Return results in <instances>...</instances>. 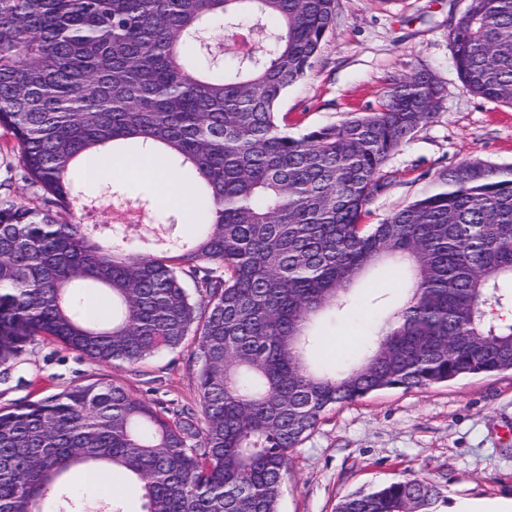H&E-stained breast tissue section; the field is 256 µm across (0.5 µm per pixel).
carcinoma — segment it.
Segmentation results:
<instances>
[{
    "label": "carcinoma",
    "mask_w": 512,
    "mask_h": 512,
    "mask_svg": "<svg viewBox=\"0 0 512 512\" xmlns=\"http://www.w3.org/2000/svg\"><path fill=\"white\" fill-rule=\"evenodd\" d=\"M258 26L226 59L213 22ZM336 0H0V129L20 148L29 206L0 196V364L36 336L137 365L197 339L206 418L174 421L115 383L76 384L0 409V512H88L60 493L73 467L140 484L143 512H279L291 453L336 406L512 370V165L465 161L378 224L362 217L388 159L436 114L427 72L385 101L293 136L277 106L312 69ZM463 87L512 108V0H465L448 30ZM175 160L205 203L168 255L72 220L86 152ZM413 288L355 365L323 358L319 316L350 305L384 263ZM192 282L199 298L186 288ZM112 296V323L82 290ZM424 479L350 494L336 512H438Z\"/></svg>",
    "instance_id": "cac0c4a2"
}]
</instances>
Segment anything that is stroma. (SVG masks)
Wrapping results in <instances>:
<instances>
[{
  "mask_svg": "<svg viewBox=\"0 0 512 512\" xmlns=\"http://www.w3.org/2000/svg\"><path fill=\"white\" fill-rule=\"evenodd\" d=\"M465 0H336V23L308 75L291 86L278 110L300 134L380 106L395 80L431 73L444 89L436 115L388 160L385 190L365 221L381 222L391 211L430 189L438 171L468 160L512 165V108L467 92L448 41V25ZM0 183L33 203L18 147L0 130ZM129 208L152 212L156 223L175 221L181 237L194 236L195 214L162 203L155 184L134 175L113 179ZM406 281L372 272L355 286L356 302L319 326L324 354L356 359L362 342L403 302ZM194 342L164 351L137 366L102 363L48 338L27 344L0 366V407L61 392L74 384L116 382L160 406L196 410L205 419L190 361ZM420 478L438 486L440 512L458 501L512 499V372L467 377L426 389H392L328 412L291 456L282 486L281 512H336L339 501L393 480ZM71 470L65 491L91 506L119 502L142 512L138 483L114 471L111 490L84 485Z\"/></svg>",
  "mask_w": 512,
  "mask_h": 512,
  "instance_id": "35a3bbf8",
  "label": "stroma"
}]
</instances>
